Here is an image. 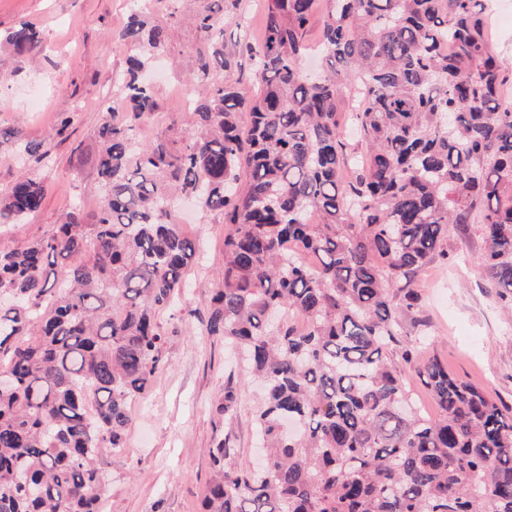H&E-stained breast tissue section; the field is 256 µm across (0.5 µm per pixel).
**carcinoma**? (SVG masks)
<instances>
[{
	"instance_id": "obj_1",
	"label": "carcinoma",
	"mask_w": 512,
	"mask_h": 512,
	"mask_svg": "<svg viewBox=\"0 0 512 512\" xmlns=\"http://www.w3.org/2000/svg\"><path fill=\"white\" fill-rule=\"evenodd\" d=\"M320 2L267 0L262 42L229 48L241 0H206L180 138L138 141L158 103L129 59L97 131L96 214L75 205L0 251V512H99L104 462L162 361L158 313L198 251L174 219L184 196L224 217L206 330L260 383L266 449L238 469L224 437L201 512H512V407L433 358L415 369L429 418L395 360L417 358L403 324L418 322L419 274L448 259L450 224L481 225V262L512 313V102L490 0ZM159 3L133 0L118 32L145 56L165 41L146 20ZM7 41L44 51L29 25ZM245 61L260 84L248 100L231 80ZM8 143L37 159L52 147L0 126ZM43 199L37 179L16 182L0 228ZM241 395L228 380L219 411L232 417Z\"/></svg>"
}]
</instances>
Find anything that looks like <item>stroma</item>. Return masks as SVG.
I'll list each match as a JSON object with an SVG mask.
<instances>
[{
  "label": "stroma",
  "mask_w": 512,
  "mask_h": 512,
  "mask_svg": "<svg viewBox=\"0 0 512 512\" xmlns=\"http://www.w3.org/2000/svg\"><path fill=\"white\" fill-rule=\"evenodd\" d=\"M203 3L169 0L158 16L166 27L165 76L153 85L160 105L155 125L141 128L140 140H150L159 127L186 126L188 109L180 104V92L198 43L196 16ZM130 5L131 0H0V124L20 125L33 141H53L50 154L39 161L0 152V194L27 176L46 188L34 216L0 230L1 251L47 236L73 203L96 210L102 108L111 103L127 59L137 53L116 38ZM24 23L35 26L46 45L34 60L5 43ZM70 113L76 116L73 125L57 135L61 118ZM179 222L199 243V263L188 273L178 312L159 317L164 362L148 393L134 404L126 448L112 459L106 512H198L210 478V452L226 438L238 450L236 467L257 462L253 410L259 393L245 387L232 419L218 412L229 377L243 371L223 337L209 335L205 325L204 299L224 266V220L187 206ZM445 246L447 261L431 264L418 279L423 322L407 326V335L429 338L421 358L438 357L458 378L512 406V317L500 310L478 262L484 247L479 225L464 233L449 226Z\"/></svg>",
  "instance_id": "35a3bbf8"
}]
</instances>
